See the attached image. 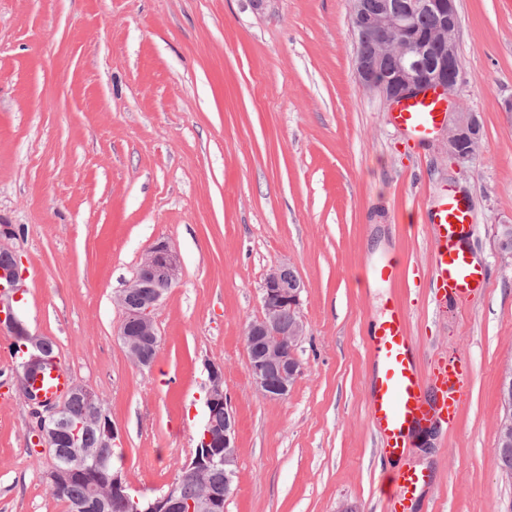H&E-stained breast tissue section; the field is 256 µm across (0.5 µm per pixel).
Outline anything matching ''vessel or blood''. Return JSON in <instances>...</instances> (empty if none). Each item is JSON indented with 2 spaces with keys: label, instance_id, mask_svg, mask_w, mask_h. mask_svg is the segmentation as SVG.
Wrapping results in <instances>:
<instances>
[{
  "label": "vessel or blood",
  "instance_id": "b4317fda",
  "mask_svg": "<svg viewBox=\"0 0 512 512\" xmlns=\"http://www.w3.org/2000/svg\"><path fill=\"white\" fill-rule=\"evenodd\" d=\"M392 118L397 126L424 141L447 121L448 103L438 93L427 92L401 101ZM469 217L468 202L453 192L434 208L431 216L433 286L453 299L465 297L486 281L484 270L460 244ZM369 349L375 363L381 366L369 402V419L382 437L383 455L400 457L407 448L408 430L432 416L456 418L469 367L463 360L452 358L430 378H423L414 358L406 312L395 301L388 303L383 319L370 333ZM72 381L70 370L56 361L32 376L29 384L43 399L57 402L68 394ZM423 480V475L412 469L397 474L399 495L393 502V512H404Z\"/></svg>",
  "mask_w": 512,
  "mask_h": 512
}]
</instances>
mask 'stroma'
<instances>
[{
  "instance_id": "stroma-1",
  "label": "stroma",
  "mask_w": 512,
  "mask_h": 512,
  "mask_svg": "<svg viewBox=\"0 0 512 512\" xmlns=\"http://www.w3.org/2000/svg\"><path fill=\"white\" fill-rule=\"evenodd\" d=\"M453 105L483 118V149L454 165L419 143L355 70L350 0H0V224L15 229L30 333L50 338L110 411L113 465L154 496L195 451L208 383L224 366L239 421L224 512H391L389 463L369 423L368 327L406 310L422 373L456 356L471 375L454 426L408 448L425 483L409 512H512L496 464L499 378L512 362V0H458ZM472 204L465 244L484 287L431 288L433 208ZM181 271L159 303V347L136 366L114 301L156 241ZM393 260L400 276L376 280ZM285 264L305 283L302 373L268 400L243 328ZM11 334L0 331V512H66L52 458L31 443Z\"/></svg>"
}]
</instances>
